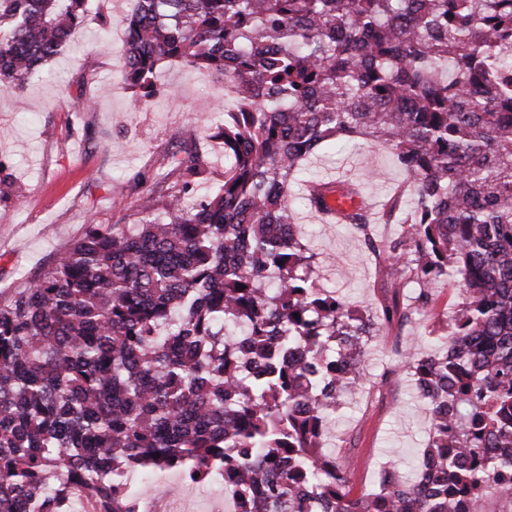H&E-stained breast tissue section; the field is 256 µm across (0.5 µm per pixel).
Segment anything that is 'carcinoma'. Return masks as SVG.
I'll return each mask as SVG.
<instances>
[{
	"instance_id": "1",
	"label": "carcinoma",
	"mask_w": 512,
	"mask_h": 512,
	"mask_svg": "<svg viewBox=\"0 0 512 512\" xmlns=\"http://www.w3.org/2000/svg\"><path fill=\"white\" fill-rule=\"evenodd\" d=\"M93 0H0V89L70 44ZM123 81L138 107L168 60L232 89L224 182L191 207L207 162L184 145L129 224H92L0 303V512H59L84 483L104 512L144 466L225 475L253 512H482L512 496V0H135ZM384 143L413 206L351 225L380 279L415 284L406 324L451 284L448 335L401 354L430 416L425 464L360 495L325 476L320 440L361 377L371 320L319 284L290 188L319 147ZM309 208L360 191L309 181ZM245 337V372L234 350ZM160 457H155V454Z\"/></svg>"
}]
</instances>
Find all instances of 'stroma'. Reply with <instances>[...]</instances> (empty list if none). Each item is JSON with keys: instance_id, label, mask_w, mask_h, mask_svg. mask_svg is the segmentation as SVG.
<instances>
[{"instance_id": "1", "label": "stroma", "mask_w": 512, "mask_h": 512, "mask_svg": "<svg viewBox=\"0 0 512 512\" xmlns=\"http://www.w3.org/2000/svg\"><path fill=\"white\" fill-rule=\"evenodd\" d=\"M134 0H95L70 45L25 88L0 92V300L33 282L65 247L92 224H117L138 205L137 178L153 180L180 143L197 145L208 162L209 183L224 181V152L216 138L226 109L235 104L223 82L177 63L161 68L159 91L131 110L132 92L118 51L124 17ZM92 100L90 112L74 111ZM317 178L361 174L359 187L381 201L409 176L381 145L317 153ZM320 281L364 317L376 318L391 293L382 288L357 232L324 224L297 209ZM434 310L413 317L401 334L379 330L364 345V375L342 393L324 448L354 493L372 490L379 471L392 466L403 480L426 446L430 418L414 379L398 356L417 346L432 350L431 334H444L455 291L441 284Z\"/></svg>"}]
</instances>
